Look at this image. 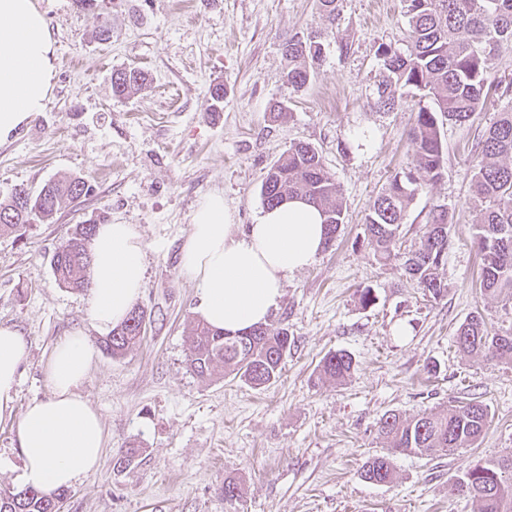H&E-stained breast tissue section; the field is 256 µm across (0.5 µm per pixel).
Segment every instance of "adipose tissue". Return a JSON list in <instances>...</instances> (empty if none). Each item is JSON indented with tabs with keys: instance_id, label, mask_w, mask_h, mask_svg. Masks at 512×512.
<instances>
[{
	"instance_id": "ef3b65f1",
	"label": "adipose tissue",
	"mask_w": 512,
	"mask_h": 512,
	"mask_svg": "<svg viewBox=\"0 0 512 512\" xmlns=\"http://www.w3.org/2000/svg\"><path fill=\"white\" fill-rule=\"evenodd\" d=\"M54 41L34 0H0V142L43 111L55 74ZM325 238L321 211L301 199L263 209L239 227L218 192L191 215L180 255L182 274L197 283V312L208 325L237 332L266 323L289 276L310 266ZM146 242L134 224L99 225L91 244L89 317L107 333L120 324L145 286ZM29 342L0 327V414L11 410ZM95 349L82 331L53 349L45 372L50 395L31 401L16 436L25 487L54 496L93 474L105 445L102 418L78 387Z\"/></svg>"
}]
</instances>
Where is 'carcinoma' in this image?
Returning a JSON list of instances; mask_svg holds the SVG:
<instances>
[{"label":"carcinoma","instance_id":"obj_1","mask_svg":"<svg viewBox=\"0 0 512 512\" xmlns=\"http://www.w3.org/2000/svg\"><path fill=\"white\" fill-rule=\"evenodd\" d=\"M410 47L401 53L380 46L376 57L382 80L376 86L375 105L391 110L397 104V89L414 87L425 92L434 109L416 113L411 131L416 170L395 175L375 197L365 215L368 244L380 259L398 257L399 231L413 200L418 181L440 180L445 172L446 147L440 120L470 121L492 90L491 80L502 48L512 47V0H406ZM291 65L287 81L304 87L323 56L321 35H294L283 45ZM145 75L138 69H121L112 74V92L129 96L140 90ZM473 200L480 207V221L473 225L472 242L482 257L479 288L486 294L512 296V109L482 135L477 147ZM87 193L78 177L50 181L34 194L23 185L15 186L0 200V234L17 232L29 224L50 221L66 203H74ZM340 186L327 171L322 156L308 143L289 145L269 169L261 187V200L272 208L294 196L307 198L325 216V246L336 239L345 215L340 202ZM95 219L76 224L68 239L55 251L52 270L58 284L71 290L90 286L89 245ZM450 243L448 212L436 209L419 246L402 263L404 274L415 280L426 295L440 300L448 292L438 269L445 262ZM146 311L135 307L102 342L112 357H122L142 341L140 326ZM189 370L202 380L210 379L215 368L224 375L240 377L253 388L273 384L280 376L281 363L294 344L288 328L280 324H260L247 335L229 336L203 321L189 331ZM458 350L469 355L512 356V334L490 333L484 317L476 313L456 330ZM355 362L343 350L330 352L319 364L320 376L338 384L350 378ZM488 408L480 401L448 403L442 412H424L406 417L385 412L377 422V432L385 440L386 452L368 458L361 466V478L374 485L393 481L392 458L415 454L434 456L471 448L488 427ZM512 456L497 463L470 465L456 485L457 491L479 504L480 512H512ZM0 512H53L52 500L33 489L0 492Z\"/></svg>","mask_w":512,"mask_h":512}]
</instances>
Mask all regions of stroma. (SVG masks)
Returning <instances> with one entry per match:
<instances>
[{"label": "stroma", "instance_id": "obj_1", "mask_svg": "<svg viewBox=\"0 0 512 512\" xmlns=\"http://www.w3.org/2000/svg\"><path fill=\"white\" fill-rule=\"evenodd\" d=\"M55 40L53 90L10 140L0 143V198L17 184L39 191L79 177L89 192L23 236L0 235V327L30 342L10 412L0 415V491H15L22 464L15 429L32 399L48 396L45 364L56 344L80 330L103 339L88 317V291L60 287L51 260L73 225L97 215L137 225L147 244V313L139 346L121 358L97 354L79 387L99 412L106 444L97 471L69 488L63 512H478L454 485L470 464L512 454V361L468 357L454 343L473 313L491 332L512 331V300L481 293L471 226L473 149L500 112L512 108V48L502 49L490 94L473 119L443 126L442 179L419 189L401 228L402 251L417 246L428 215L448 210L450 245L439 275L448 293L430 300L366 243L372 198L397 173L415 168L408 137L416 113L432 107L402 89L390 112L373 105L379 45L406 51L403 0H341L336 40L310 84L284 75L285 39L321 30L318 0H35ZM109 25L110 37L95 36ZM144 72L137 93L112 94V74ZM226 94L213 107L211 85ZM288 107L270 122L273 102ZM314 146L342 189L346 219L331 248L290 276L271 321L295 338L278 381L252 389L187 368L188 329L199 289L179 270L191 214L202 196L224 195L240 225L263 205V179L291 143ZM375 301L362 306L360 289ZM356 362L343 384L319 380L328 352ZM437 367L428 375L425 366ZM479 400L490 423L477 447L453 455L393 459L394 480L365 482L360 467L382 454L376 423L389 410L407 416ZM135 444L129 466L116 460ZM243 494L225 501V478Z\"/></svg>", "mask_w": 512, "mask_h": 512}]
</instances>
